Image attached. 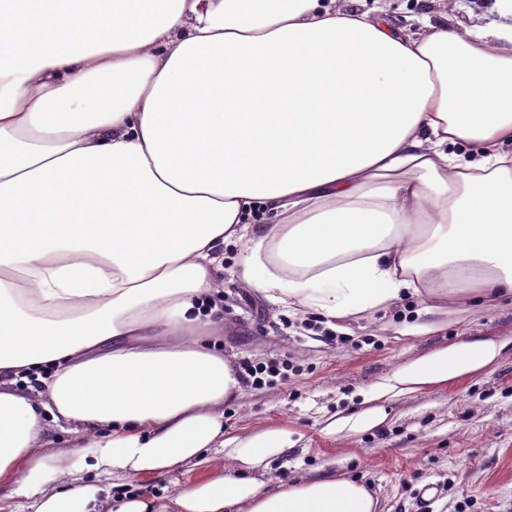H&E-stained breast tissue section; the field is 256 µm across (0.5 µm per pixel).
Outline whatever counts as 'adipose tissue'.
Instances as JSON below:
<instances>
[{"label":"adipose tissue","mask_w":512,"mask_h":512,"mask_svg":"<svg viewBox=\"0 0 512 512\" xmlns=\"http://www.w3.org/2000/svg\"><path fill=\"white\" fill-rule=\"evenodd\" d=\"M349 2L0 0V483L33 512L102 506L95 482L49 490L48 417L111 428L104 474L233 463L111 512H375L348 480L252 478L283 431L225 436L241 378L200 341L225 245L257 293L330 325L512 296V25L404 35ZM502 350L420 356L323 431L379 427Z\"/></svg>","instance_id":"1"}]
</instances>
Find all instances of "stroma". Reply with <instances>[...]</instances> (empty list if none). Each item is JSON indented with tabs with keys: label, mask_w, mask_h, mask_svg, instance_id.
Instances as JSON below:
<instances>
[{
	"label": "stroma",
	"mask_w": 512,
	"mask_h": 512,
	"mask_svg": "<svg viewBox=\"0 0 512 512\" xmlns=\"http://www.w3.org/2000/svg\"><path fill=\"white\" fill-rule=\"evenodd\" d=\"M384 10L407 32L417 16L458 31L511 24L499 0H357ZM242 245L224 250L225 275L212 301L217 310L206 342L236 369L270 366L261 383L243 377L242 393L224 405V430L243 436L268 428L288 433L294 448L255 473L266 487L279 480L333 475L365 486L377 512H512V300L473 311L466 298L432 308L415 296L329 327L313 315H288L233 271ZM462 337L493 340L505 349L478 376L409 394L386 404L387 419L358 434L324 435L339 410L362 409L364 390L399 366ZM212 464H189L173 475L96 478L113 496H171L186 484L216 476ZM436 484L423 503L426 484Z\"/></svg>",
	"instance_id": "1"
}]
</instances>
